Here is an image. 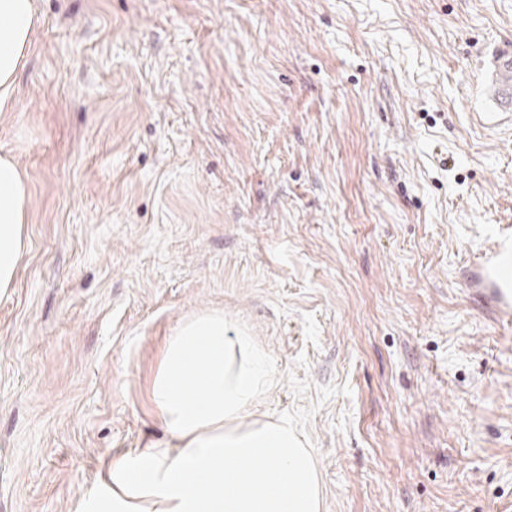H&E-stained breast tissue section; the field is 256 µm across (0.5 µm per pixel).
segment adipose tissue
<instances>
[{
  "label": "adipose tissue",
  "instance_id": "1",
  "mask_svg": "<svg viewBox=\"0 0 512 512\" xmlns=\"http://www.w3.org/2000/svg\"><path fill=\"white\" fill-rule=\"evenodd\" d=\"M40 25L35 0H0V112ZM24 176L0 156V293L27 247ZM267 353L223 312L168 338L151 395L166 437L105 463L80 512H321L316 460L287 418L249 419L274 384Z\"/></svg>",
  "mask_w": 512,
  "mask_h": 512
}]
</instances>
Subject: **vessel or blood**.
<instances>
[{"label": "vessel or blood", "mask_w": 512, "mask_h": 512, "mask_svg": "<svg viewBox=\"0 0 512 512\" xmlns=\"http://www.w3.org/2000/svg\"><path fill=\"white\" fill-rule=\"evenodd\" d=\"M475 301L490 311L493 321L512 323V226L495 224L488 245L465 272Z\"/></svg>", "instance_id": "1"}]
</instances>
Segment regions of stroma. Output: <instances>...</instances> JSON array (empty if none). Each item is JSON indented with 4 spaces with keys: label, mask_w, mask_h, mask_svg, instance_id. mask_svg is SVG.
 <instances>
[{
    "label": "stroma",
    "mask_w": 512,
    "mask_h": 512,
    "mask_svg": "<svg viewBox=\"0 0 512 512\" xmlns=\"http://www.w3.org/2000/svg\"><path fill=\"white\" fill-rule=\"evenodd\" d=\"M0 156V512H77L162 437L185 318L267 350L322 512H512V324L463 273L512 225V0H36ZM29 188L17 163L0 156V293L13 288L27 247L26 200Z\"/></svg>",
    "instance_id": "obj_1"
}]
</instances>
